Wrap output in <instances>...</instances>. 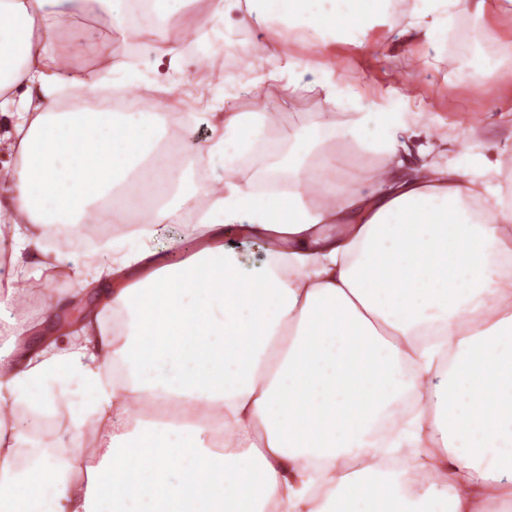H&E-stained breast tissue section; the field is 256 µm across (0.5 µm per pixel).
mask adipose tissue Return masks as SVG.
Instances as JSON below:
<instances>
[{"label": "adipose tissue", "mask_w": 512, "mask_h": 512, "mask_svg": "<svg viewBox=\"0 0 512 512\" xmlns=\"http://www.w3.org/2000/svg\"><path fill=\"white\" fill-rule=\"evenodd\" d=\"M193 2L0 0V111L17 146L0 176L13 213L0 313L66 274L93 299L66 335L0 354V512H506L512 188L486 159L443 166L422 146L407 164L401 136L434 132L409 109L418 47L471 57L457 18L511 16L512 0H207L185 38L155 41ZM91 9L122 50L86 83L81 55L52 45L65 16ZM288 43L376 51L399 86L353 96L334 65ZM227 46L257 68L206 87L204 144L187 141L196 113L137 110L133 91L178 95L182 61ZM269 84L278 109H234ZM301 90L344 125L279 127ZM108 92L118 104L67 105ZM339 140L351 165L379 158L367 186H337ZM107 206L131 210L122 233H86ZM168 224L182 234L167 250L202 241L176 265L154 246ZM237 232L279 241L253 275L225 243ZM160 401L200 415L156 418ZM212 415L220 445L203 440Z\"/></svg>", "instance_id": "obj_1"}]
</instances>
